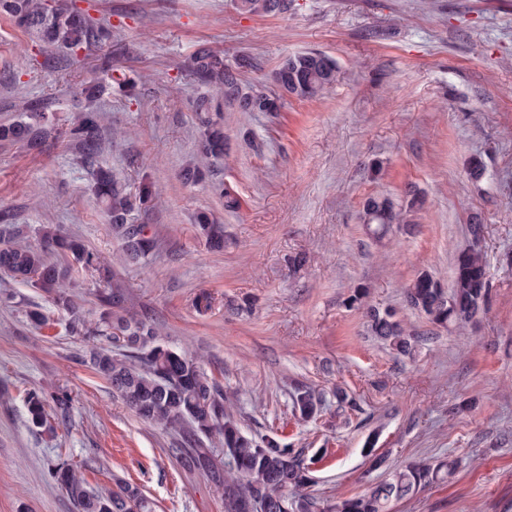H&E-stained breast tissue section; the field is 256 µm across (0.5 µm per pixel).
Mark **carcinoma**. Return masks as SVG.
<instances>
[{"mask_svg": "<svg viewBox=\"0 0 512 512\" xmlns=\"http://www.w3.org/2000/svg\"><path fill=\"white\" fill-rule=\"evenodd\" d=\"M292 0H238L244 13L283 14ZM0 13L18 28L29 32L48 47L75 57L81 49L112 41V25L101 23L77 5L61 0H0ZM256 68L254 58L239 59L236 67L224 64V56L209 48L197 49L190 70L197 82L216 92L199 97L195 111L200 122L197 156L180 171L187 185L202 182L224 161L227 136L221 106L239 112L277 113L280 97L263 83L245 84L243 72ZM339 78L336 60L322 52L309 51L285 57L272 73V81L286 95L313 101L331 91ZM25 118L0 123V144H20L38 150L50 138L65 135L78 151L81 163L92 170L93 190L105 206L112 234L121 241L123 260L138 263L154 251L156 239L135 214L152 208V190L141 181L134 192L112 169L100 163L102 115L88 109L66 129L47 106L26 103ZM423 199L412 191L406 208L388 197L370 196L361 210V222L377 238L391 225L408 223L410 213ZM197 234L214 251L224 248V225L209 214L195 218ZM20 224L13 215L0 211V274L37 288L51 296L55 306L68 316V332L91 344L84 362L111 385L124 403L141 419L150 421L178 437L171 455L184 469L204 476L224 496V512H248L262 503L267 512H391L390 505L417 493L426 485L454 474L455 463L410 462L363 495L338 498L325 506L308 491L313 483L304 451L289 447L270 435L246 433L233 416L236 395L213 381L199 360L160 342L156 323L130 304L127 289L110 263L79 239L66 235L54 224L36 229L39 244H22ZM90 278L97 288L99 319L90 323L80 310L71 289L79 277ZM491 281L481 252L464 249L454 262V283L447 290L429 273L421 272L406 288L407 305L431 323L446 327L473 319L488 304ZM372 333L389 343L400 355L412 352L414 337L406 333L390 308H367ZM104 336L115 346L106 350L94 345ZM47 399L27 393V421L43 432H53L46 412ZM292 407L302 419L318 415L322 395L306 385H297ZM56 482L65 489L78 512H151L141 489L119 483L108 491L92 489L85 478L67 464L53 469Z\"/></svg>", "mask_w": 512, "mask_h": 512, "instance_id": "carcinoma-1", "label": "carcinoma"}]
</instances>
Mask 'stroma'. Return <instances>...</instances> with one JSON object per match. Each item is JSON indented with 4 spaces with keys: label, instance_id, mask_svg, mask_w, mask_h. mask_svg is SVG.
Here are the masks:
<instances>
[{
    "label": "stroma",
    "instance_id": "stroma-1",
    "mask_svg": "<svg viewBox=\"0 0 512 512\" xmlns=\"http://www.w3.org/2000/svg\"><path fill=\"white\" fill-rule=\"evenodd\" d=\"M112 25L110 44L63 52L0 16V122L25 101L47 102L74 120L85 87L102 81L103 57L135 85L115 83L97 102L106 119L100 160L129 186L148 176L157 204L139 214L155 252L119 262L120 242L90 190L67 138L42 151L0 146V210L37 227L60 224L117 265L136 310L165 344L198 356L204 371L237 392L245 431L280 438L312 458L314 496L366 493L418 459L458 463L449 479L393 502L392 512H512V0H294L285 14L239 12L234 0H76ZM226 64L255 57L262 82L291 54L336 59L341 79L318 101L286 98L277 115L224 110L228 157L219 177L235 210L202 182L178 177L195 152L202 87L187 68L200 46ZM481 158L480 180L468 174ZM383 162L378 176L367 165ZM425 203L412 223L383 239L358 214L370 195ZM224 225V249L209 250L196 212ZM485 232L473 241L468 226ZM477 245L492 283L486 309L464 329L443 328L410 309L404 287L421 271L453 283L459 249ZM302 266H292L295 256ZM368 304L395 309L416 336L401 356L367 330L354 288ZM0 512H77L53 477L66 462L89 486L137 485L155 512H224L220 493L166 454L176 438L138 418L83 361L86 344L44 292L0 275ZM212 308L198 313L200 292ZM38 306L48 326L26 318ZM302 383L323 411L295 415ZM354 398L342 409L336 390ZM68 392L48 404L54 433L32 430L25 398ZM381 457L373 467L372 457Z\"/></svg>",
    "mask_w": 512,
    "mask_h": 512
}]
</instances>
